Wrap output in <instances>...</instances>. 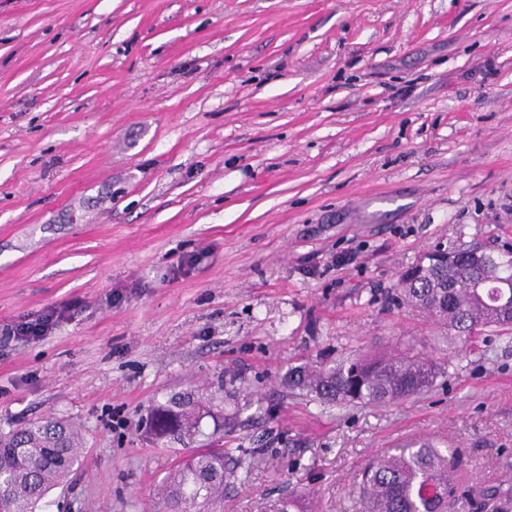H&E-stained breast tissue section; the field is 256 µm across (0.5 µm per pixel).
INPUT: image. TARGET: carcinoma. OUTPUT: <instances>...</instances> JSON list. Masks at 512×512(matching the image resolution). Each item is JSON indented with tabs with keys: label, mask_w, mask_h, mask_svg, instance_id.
Masks as SVG:
<instances>
[{
	"label": "carcinoma",
	"mask_w": 512,
	"mask_h": 512,
	"mask_svg": "<svg viewBox=\"0 0 512 512\" xmlns=\"http://www.w3.org/2000/svg\"><path fill=\"white\" fill-rule=\"evenodd\" d=\"M453 268H433L429 274L399 276L394 303L425 312L444 327L469 340L485 327L512 336V304L499 301L502 283L512 282V251H488L472 257L466 248L450 249ZM438 364L411 353H344L308 369H288V386L306 390L324 404L358 406L390 404L418 396L436 383ZM178 392L155 408L146 423L158 439L178 440L200 433L201 422L215 417V400ZM78 430L44 417L0 433V512H40L44 499L64 484L79 464L82 448ZM453 457L430 442L387 449L361 472V512H447L448 492L462 512H499L512 501V476L492 484L462 487L454 476ZM243 461L222 450L195 451L159 487L171 512L213 504L224 499V486L246 479ZM264 512H309L303 495L290 493L269 501Z\"/></svg>",
	"instance_id": "carcinoma-1"
}]
</instances>
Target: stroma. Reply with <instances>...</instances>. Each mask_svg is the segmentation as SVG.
<instances>
[{
  "label": "stroma",
  "instance_id": "35a3bbf8",
  "mask_svg": "<svg viewBox=\"0 0 512 512\" xmlns=\"http://www.w3.org/2000/svg\"><path fill=\"white\" fill-rule=\"evenodd\" d=\"M439 243L512 247V0H0V328L72 308L0 335V432L82 436L44 512H168L163 478L209 444L273 451L224 512H354L361 468L410 439L463 484L512 476V341L465 354L391 301ZM353 349L447 372L386 406L289 388ZM229 370L259 406L146 436ZM68 308L50 307L34 318L24 319L2 329L3 336H13L18 339H36L46 336L60 322L69 318ZM306 499L302 494L290 493L269 501L264 507V512H309Z\"/></svg>",
  "mask_w": 512,
  "mask_h": 512
}]
</instances>
